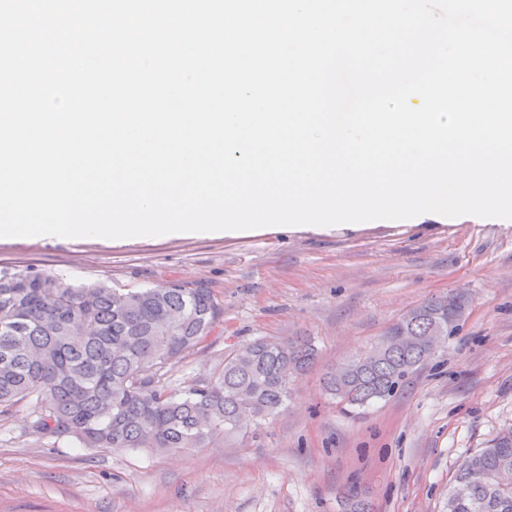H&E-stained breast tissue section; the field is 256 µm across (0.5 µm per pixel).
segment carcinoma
I'll return each instance as SVG.
<instances>
[{
	"label": "carcinoma",
	"instance_id": "cac0c4a2",
	"mask_svg": "<svg viewBox=\"0 0 512 512\" xmlns=\"http://www.w3.org/2000/svg\"><path fill=\"white\" fill-rule=\"evenodd\" d=\"M223 309L204 284L114 289L76 286L29 268L0 270V414L30 409L39 434L71 436L85 448H191L239 435L241 398L259 426L288 406L291 384L316 357L311 342L255 338L224 357L211 378L181 388L170 368L195 350ZM448 324L441 298L428 299L388 331L426 336ZM429 357L421 345L371 347L326 373L324 386L347 412L393 397ZM471 497H448L447 512H512V428L475 453L456 482Z\"/></svg>",
	"mask_w": 512,
	"mask_h": 512
}]
</instances>
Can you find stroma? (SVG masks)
Listing matches in <instances>:
<instances>
[{
	"instance_id": "35a3bbf8",
	"label": "stroma",
	"mask_w": 512,
	"mask_h": 512,
	"mask_svg": "<svg viewBox=\"0 0 512 512\" xmlns=\"http://www.w3.org/2000/svg\"><path fill=\"white\" fill-rule=\"evenodd\" d=\"M25 267L115 288L207 284L224 313L170 370L175 386L259 337L311 338L318 357L286 411L214 447L87 449L32 432L27 407L0 415V512H346L353 490L372 512H446L459 465L512 426V222L0 241V269ZM451 290L468 297L455 335L395 396L341 411L323 374Z\"/></svg>"
}]
</instances>
